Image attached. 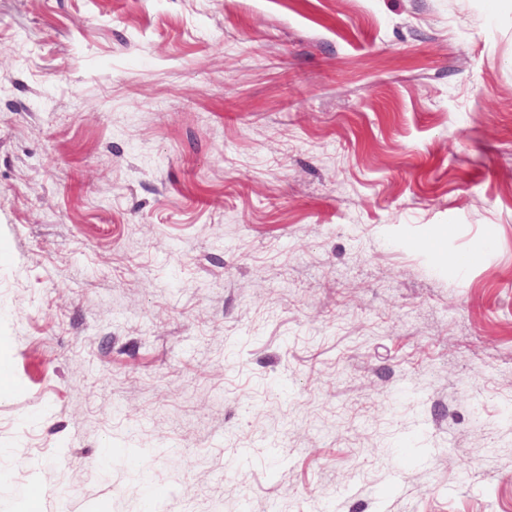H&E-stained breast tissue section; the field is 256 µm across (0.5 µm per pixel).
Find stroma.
Masks as SVG:
<instances>
[{
  "label": "stroma",
  "instance_id": "stroma-1",
  "mask_svg": "<svg viewBox=\"0 0 512 512\" xmlns=\"http://www.w3.org/2000/svg\"><path fill=\"white\" fill-rule=\"evenodd\" d=\"M0 512H512V0H0Z\"/></svg>",
  "mask_w": 512,
  "mask_h": 512
}]
</instances>
